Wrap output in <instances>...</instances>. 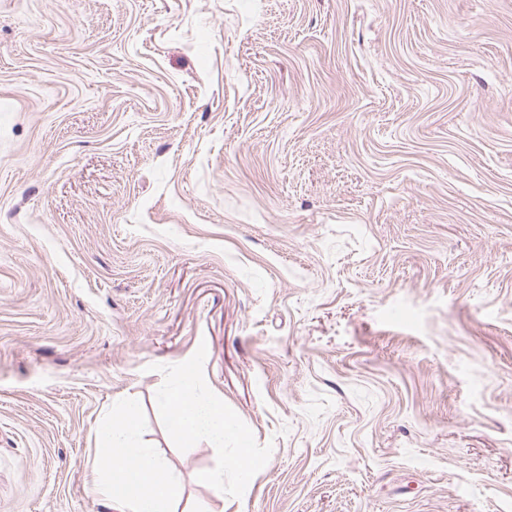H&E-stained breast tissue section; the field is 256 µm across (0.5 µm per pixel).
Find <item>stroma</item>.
Listing matches in <instances>:
<instances>
[{
	"label": "stroma",
	"mask_w": 512,
	"mask_h": 512,
	"mask_svg": "<svg viewBox=\"0 0 512 512\" xmlns=\"http://www.w3.org/2000/svg\"><path fill=\"white\" fill-rule=\"evenodd\" d=\"M118 397L181 512H512V0H0V512ZM197 365H183L178 379L162 392L160 404L166 411L170 428L187 445L206 438L212 447L224 446L234 433L224 413V404L200 387Z\"/></svg>",
	"instance_id": "stroma-1"
}]
</instances>
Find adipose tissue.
Instances as JSON below:
<instances>
[{
	"label": "adipose tissue",
	"instance_id": "1",
	"mask_svg": "<svg viewBox=\"0 0 512 512\" xmlns=\"http://www.w3.org/2000/svg\"><path fill=\"white\" fill-rule=\"evenodd\" d=\"M160 404L185 444L204 438L220 448L233 433L223 402L201 389L195 364L182 366L178 379L162 392ZM139 432L133 403L113 402L111 423L99 429L105 451L96 460L100 476L93 479L92 490L112 497L127 512H177V485L155 450L140 444Z\"/></svg>",
	"mask_w": 512,
	"mask_h": 512
}]
</instances>
